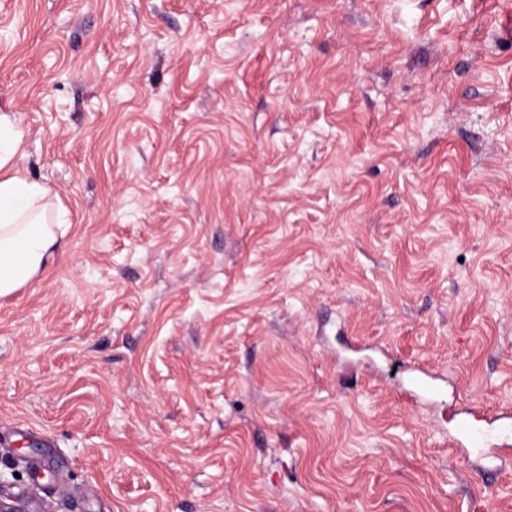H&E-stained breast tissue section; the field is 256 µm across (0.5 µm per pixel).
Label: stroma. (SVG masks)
<instances>
[{
    "instance_id": "1",
    "label": "stroma",
    "mask_w": 512,
    "mask_h": 512,
    "mask_svg": "<svg viewBox=\"0 0 512 512\" xmlns=\"http://www.w3.org/2000/svg\"><path fill=\"white\" fill-rule=\"evenodd\" d=\"M1 112L71 227L0 297V492L512 512L444 417L512 411V0H0Z\"/></svg>"
}]
</instances>
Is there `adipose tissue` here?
Instances as JSON below:
<instances>
[{"instance_id": "ef3b65f1", "label": "adipose tissue", "mask_w": 512, "mask_h": 512, "mask_svg": "<svg viewBox=\"0 0 512 512\" xmlns=\"http://www.w3.org/2000/svg\"><path fill=\"white\" fill-rule=\"evenodd\" d=\"M23 133L0 113V296L47 272L70 227L69 213L16 158Z\"/></svg>"}]
</instances>
